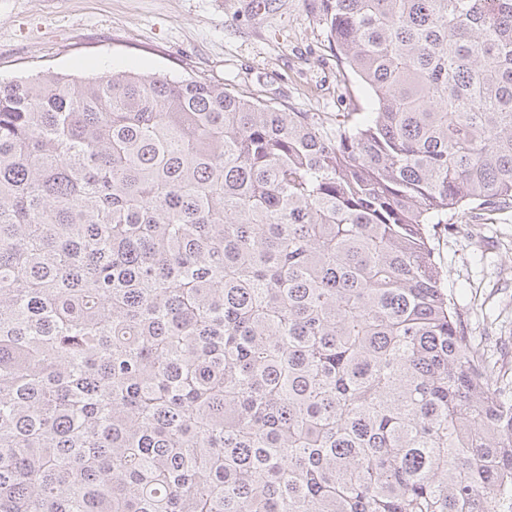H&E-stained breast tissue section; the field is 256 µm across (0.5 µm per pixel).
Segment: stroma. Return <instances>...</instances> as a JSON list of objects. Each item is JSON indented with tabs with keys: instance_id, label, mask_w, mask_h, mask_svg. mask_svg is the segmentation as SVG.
<instances>
[{
	"instance_id": "35a3bbf8",
	"label": "stroma",
	"mask_w": 512,
	"mask_h": 512,
	"mask_svg": "<svg viewBox=\"0 0 512 512\" xmlns=\"http://www.w3.org/2000/svg\"><path fill=\"white\" fill-rule=\"evenodd\" d=\"M0 0V81L129 71L205 79L281 110L368 112L341 77L320 0ZM433 245L461 326L496 378H512V206L438 225Z\"/></svg>"
}]
</instances>
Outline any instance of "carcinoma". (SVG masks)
I'll use <instances>...</instances> for the list:
<instances>
[{
  "label": "carcinoma",
  "mask_w": 512,
  "mask_h": 512,
  "mask_svg": "<svg viewBox=\"0 0 512 512\" xmlns=\"http://www.w3.org/2000/svg\"><path fill=\"white\" fill-rule=\"evenodd\" d=\"M375 111L0 82V512H512L432 246L512 203V0H322Z\"/></svg>",
  "instance_id": "carcinoma-1"
}]
</instances>
